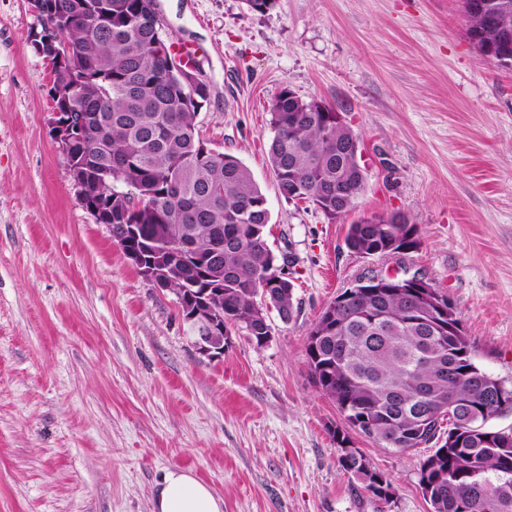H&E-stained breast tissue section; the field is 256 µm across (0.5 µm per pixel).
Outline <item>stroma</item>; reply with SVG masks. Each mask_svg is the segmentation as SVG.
Here are the masks:
<instances>
[{
    "mask_svg": "<svg viewBox=\"0 0 512 512\" xmlns=\"http://www.w3.org/2000/svg\"><path fill=\"white\" fill-rule=\"evenodd\" d=\"M171 42L211 89L207 146L264 193L295 308L272 338L232 330L197 350L173 291L128 262L83 206L51 134V67L27 0H0V512H153L167 470L191 471L224 512H429L420 464L436 448L376 446L316 385L305 351L346 288L407 266L447 297L474 362L512 385V68L483 57L462 0H158ZM340 112L366 190L337 221L280 195L268 163L283 89ZM406 213L419 244L350 251V224ZM347 435L391 483L372 499L338 465Z\"/></svg>",
    "mask_w": 512,
    "mask_h": 512,
    "instance_id": "35a3bbf8",
    "label": "stroma"
}]
</instances>
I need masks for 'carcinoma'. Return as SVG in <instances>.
I'll return each instance as SVG.
<instances>
[{"mask_svg": "<svg viewBox=\"0 0 512 512\" xmlns=\"http://www.w3.org/2000/svg\"><path fill=\"white\" fill-rule=\"evenodd\" d=\"M60 11L41 23L71 19V53L80 78L73 110L86 114L88 127L78 151L94 157L88 177L95 195L112 199V237L134 225L153 257L171 274L179 292L195 282L196 301L223 312L224 335L243 329L259 347L271 335L268 313L283 321L294 313V284L286 277L267 278L278 258L267 239L271 215L267 199L248 167L229 153L215 154L200 139L196 120L208 102V83H192L168 74L159 41L157 0H101L97 22L81 19L90 0H55ZM462 0L468 33H476L479 51L494 49L512 61V27L487 29ZM112 43V49L106 44ZM331 106L306 101L285 89L271 104L274 135L268 161L280 194L309 200L336 219V199L353 209L365 191L362 154L336 160V145L355 137L346 124L326 123ZM119 183L133 192L105 189ZM192 234L196 251L213 254L219 266L200 273L174 247L176 236ZM415 231L412 224L349 225L345 242L356 253L384 248L395 236ZM263 302H257V299ZM431 305L416 303L395 289L367 285L346 297L341 292L321 312L308 334L305 350L315 383L331 398L347 424L357 431L369 420L377 425L372 441L384 448L410 451L434 440L443 422L448 437L420 466V487L430 512H512V441L502 443L487 426L489 391L502 381L474 362L462 322L436 336L441 352L431 353L421 329L432 325ZM448 366L440 374L439 364ZM428 388L425 407L417 392ZM400 392L402 410L391 406ZM476 432L453 439L460 421ZM338 462L350 478L373 469L357 449L337 441Z\"/></svg>", "mask_w": 512, "mask_h": 512, "instance_id": "carcinoma-1", "label": "carcinoma"}]
</instances>
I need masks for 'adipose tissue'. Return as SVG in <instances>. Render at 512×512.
Here are the masks:
<instances>
[{"instance_id":"adipose-tissue-1","label":"adipose tissue","mask_w":512,"mask_h":512,"mask_svg":"<svg viewBox=\"0 0 512 512\" xmlns=\"http://www.w3.org/2000/svg\"><path fill=\"white\" fill-rule=\"evenodd\" d=\"M154 512H224V502L189 472L171 469L159 484Z\"/></svg>"}]
</instances>
